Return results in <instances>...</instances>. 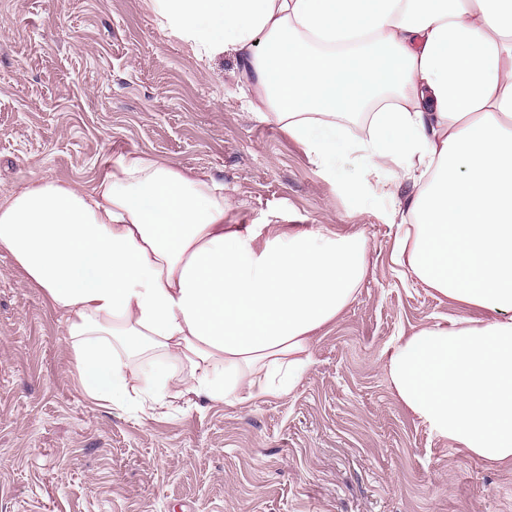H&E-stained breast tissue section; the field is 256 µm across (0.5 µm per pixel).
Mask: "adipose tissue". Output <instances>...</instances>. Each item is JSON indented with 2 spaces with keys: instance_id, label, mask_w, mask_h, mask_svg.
<instances>
[{
  "instance_id": "1",
  "label": "adipose tissue",
  "mask_w": 512,
  "mask_h": 512,
  "mask_svg": "<svg viewBox=\"0 0 512 512\" xmlns=\"http://www.w3.org/2000/svg\"><path fill=\"white\" fill-rule=\"evenodd\" d=\"M209 52H234L271 119L328 178L356 152L406 202L395 263L492 319L396 340L393 393L438 437L512 464V0H154ZM265 39L264 53L255 42ZM367 43L360 54L336 46ZM392 89L355 145L342 121ZM223 187L142 153L89 191L45 182L0 194V248L64 319L80 389L113 406L291 393L317 332L351 302L363 234L225 227ZM154 357L149 373L130 361Z\"/></svg>"
}]
</instances>
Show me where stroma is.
<instances>
[{
    "label": "stroma",
    "instance_id": "1",
    "mask_svg": "<svg viewBox=\"0 0 512 512\" xmlns=\"http://www.w3.org/2000/svg\"><path fill=\"white\" fill-rule=\"evenodd\" d=\"M234 54L151 0H0V190L91 189L145 153L224 187V224L363 233L368 274L290 394L147 412L86 397L64 319L0 250V512H512V468L434 436L393 394L398 337L481 323L392 259L398 198L352 194L259 103Z\"/></svg>",
    "mask_w": 512,
    "mask_h": 512
}]
</instances>
